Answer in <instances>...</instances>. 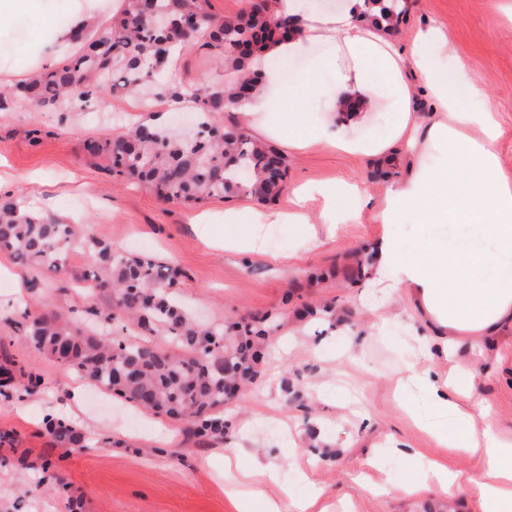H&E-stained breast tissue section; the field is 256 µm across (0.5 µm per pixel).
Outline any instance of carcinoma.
<instances>
[{
	"instance_id": "carcinoma-1",
	"label": "carcinoma",
	"mask_w": 512,
	"mask_h": 512,
	"mask_svg": "<svg viewBox=\"0 0 512 512\" xmlns=\"http://www.w3.org/2000/svg\"><path fill=\"white\" fill-rule=\"evenodd\" d=\"M120 2L109 26L77 29L78 51L0 91V110L9 103L58 109L149 86L159 99L191 104L195 136L184 139L167 127L140 124L90 143L91 154L107 157L114 167L124 165L121 176L186 206L226 194L260 201L279 197L284 155L245 126L219 122L261 90L264 75L255 61L276 42L300 33L298 17L270 10L264 0L233 18L211 14L208 0ZM363 6L360 16L385 31L406 12V0H363ZM196 47L212 51L233 77L217 85H171L170 59ZM76 235L74 225L30 210L23 195H0V249L17 263L59 274ZM84 247L95 283L112 293L116 307L141 330L167 333L176 347L108 340L26 310L20 325L29 345L114 396L184 420L197 437H223L229 429L220 413L224 392L230 384L254 379L274 321L262 316L237 331L196 323L175 297L177 271L152 258L118 252L93 235L84 238ZM16 385L32 393L40 378L3 350L0 396H9ZM46 431L62 448H81L85 442L74 426L55 418L47 419Z\"/></svg>"
}]
</instances>
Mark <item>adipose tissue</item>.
I'll return each instance as SVG.
<instances>
[{"label": "adipose tissue", "mask_w": 512, "mask_h": 512, "mask_svg": "<svg viewBox=\"0 0 512 512\" xmlns=\"http://www.w3.org/2000/svg\"><path fill=\"white\" fill-rule=\"evenodd\" d=\"M300 15L303 37L330 42L326 58L332 66L340 96L330 107L341 110L344 97L360 99L370 111L382 86L395 94V112L388 137L382 141L359 139L343 126L329 122L308 127L300 113L267 115L264 96L246 102L241 111L248 124L258 126L263 137L283 139L289 149L302 150L323 142L336 150L365 157H386L400 140L412 139L421 120L410 108V93L403 80L407 66H414L432 90L442 118L433 122L420 145L434 155L433 164L418 167L405 181L383 197L379 212L384 223L410 219L418 227L412 245L393 238L377 249L376 283L387 298L410 293L432 325L448 336V346L491 339L512 328V184L499 179L497 148L502 129L494 106L473 77L468 65L448 57V35L439 28L419 30L407 53H399L375 27L353 15H321L305 0L292 4ZM454 70L455 85H448L447 70ZM478 127L480 137L469 134ZM324 216L338 223L358 220L367 205L362 188L340 182L322 187ZM444 224L470 228L474 239L466 249L449 247L434 231ZM474 373L447 380L433 366L416 361L410 367L409 385L428 396V404L448 418L433 429L437 443L480 452L483 512H512V445L486 436L475 444L477 426L491 427L486 404L460 406L470 394Z\"/></svg>", "instance_id": "adipose-tissue-1"}]
</instances>
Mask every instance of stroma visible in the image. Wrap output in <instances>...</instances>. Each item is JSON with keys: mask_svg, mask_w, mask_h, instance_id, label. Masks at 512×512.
I'll use <instances>...</instances> for the list:
<instances>
[{"mask_svg": "<svg viewBox=\"0 0 512 512\" xmlns=\"http://www.w3.org/2000/svg\"><path fill=\"white\" fill-rule=\"evenodd\" d=\"M408 2L392 42L401 49L427 26L447 30L449 53L467 61L498 114L500 175L512 183V21L500 14V0ZM85 3L43 0L41 12L20 11L0 23V79L22 80L36 61L37 43L69 28ZM329 53L325 43H303L267 111L300 110L319 125L336 92L333 73L322 64ZM169 71L178 85L231 76L205 49L181 54ZM135 122L166 126L171 115L135 95L111 98L106 110L91 100L61 110L13 105L0 111V177L32 209L76 225L79 233L66 252L65 274L44 278L42 288L20 289L0 276V344L42 380L38 393L0 397V433L11 439L0 447V512H237L225 487L224 455L239 442L241 468H252L262 455L273 462L278 477L264 490L281 512H293L294 501L313 494L319 512H481L479 454L439 446L394 396L418 336L434 334V327L412 317L411 297L386 303L374 269L355 282L345 276L354 255L374 254L381 238L408 245L417 235L409 221L382 223L378 205L390 183L373 177L375 161L320 142L287 148L285 189L276 200L233 196L186 207L116 175L105 157L89 153L90 141ZM342 181L359 183L369 204L360 221L337 225L334 235L314 240L297 224L224 221L228 211L287 209L299 186ZM88 234L178 268L182 302L206 322L282 314L267 338L260 376L224 403L233 422L224 440L193 437L182 423L115 400L29 347L17 325L22 310L81 328L92 311L109 312V292L89 277ZM227 236L255 237L259 254L242 258L216 248ZM325 305L335 316H308V309ZM351 338L359 351L354 362L341 355ZM484 362L494 371L476 378L474 394L489 402L496 433L512 440V335L494 337ZM76 385L82 394L73 404L67 392ZM56 413L97 444L79 451L55 446L44 420ZM114 434L123 446L104 445ZM397 445L411 460L394 453ZM433 464L461 472L458 485L446 494L435 488L401 493L410 475Z\"/></svg>", "mask_w": 512, "mask_h": 512, "instance_id": "obj_1", "label": "stroma"}]
</instances>
